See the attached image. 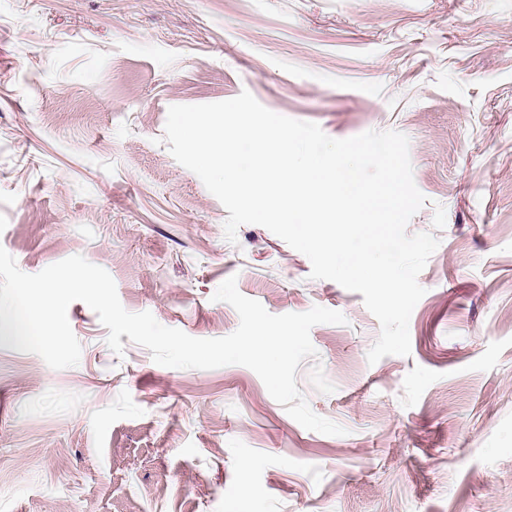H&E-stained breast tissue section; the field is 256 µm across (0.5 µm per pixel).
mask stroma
<instances>
[{"instance_id":"1","label":"stroma","mask_w":512,"mask_h":512,"mask_svg":"<svg viewBox=\"0 0 512 512\" xmlns=\"http://www.w3.org/2000/svg\"><path fill=\"white\" fill-rule=\"evenodd\" d=\"M244 90L336 139L408 137L426 201L407 231L439 240L410 356L369 364L362 294L263 226L228 242L169 153L170 106ZM0 247L28 274L84 256L127 311L195 338L237 329L212 299L231 276L271 314L347 319L312 328L297 370L343 436L247 367L115 354L80 301L77 366L0 341V512H512V0H0Z\"/></svg>"}]
</instances>
